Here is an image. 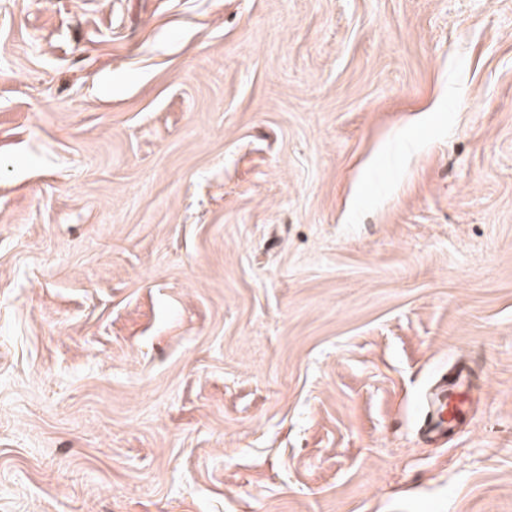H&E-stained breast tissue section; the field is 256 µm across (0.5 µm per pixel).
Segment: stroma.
Masks as SVG:
<instances>
[{"label":"stroma","instance_id":"obj_1","mask_svg":"<svg viewBox=\"0 0 512 512\" xmlns=\"http://www.w3.org/2000/svg\"><path fill=\"white\" fill-rule=\"evenodd\" d=\"M0 512H512V0H0ZM467 380V374L458 370L449 385L445 383L426 394L428 433L437 437L445 436L465 418L467 392L464 387Z\"/></svg>","mask_w":512,"mask_h":512}]
</instances>
